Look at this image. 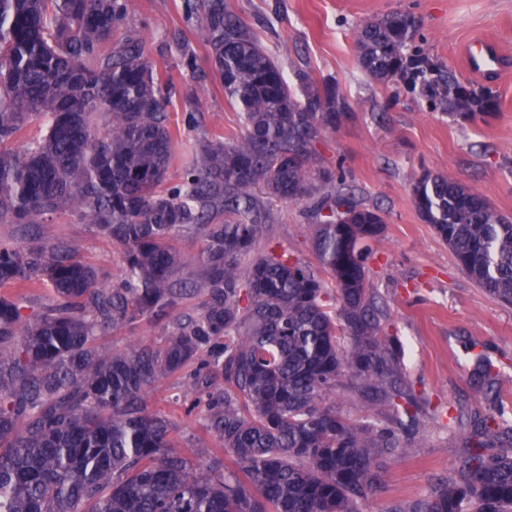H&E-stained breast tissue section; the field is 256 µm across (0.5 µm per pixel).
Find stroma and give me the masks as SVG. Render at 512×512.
Instances as JSON below:
<instances>
[{
	"instance_id": "obj_1",
	"label": "stroma",
	"mask_w": 512,
	"mask_h": 512,
	"mask_svg": "<svg viewBox=\"0 0 512 512\" xmlns=\"http://www.w3.org/2000/svg\"><path fill=\"white\" fill-rule=\"evenodd\" d=\"M183 0H132L129 29L141 37L145 55L167 89L166 110L176 132L169 170L178 182L192 153L204 144L244 133L239 111L224 98V86L211 66V53L197 29L185 22ZM225 8L247 24L281 67L289 85L300 75L334 81L353 105L352 116L318 148L329 164H342L345 185L356 199L380 210L381 241L368 261L370 283L386 316L380 333L405 347L403 373L427 404L404 453L381 463V485L363 512H387L395 502L427 497L442 479L456 476L471 422L488 411L484 394L470 381V343H478L498 374L500 398L512 412V305L478 288L457 266L447 244L415 208L412 186L426 172L447 173L488 198L512 217V0H224ZM395 10L418 20L431 56L496 97L487 122L471 124L428 109L412 94H394L367 77L359 64L354 30L366 20ZM497 41L502 64L479 78L463 66V49L472 39ZM191 48L198 69L179 67L183 48ZM195 111L197 124L183 123ZM258 251L276 249L306 264L315 263L307 203L273 201ZM53 235L79 242L81 255L110 282L122 273L120 248L71 213L43 216ZM166 323L145 320L97 336L96 349L119 352L144 338L163 346ZM182 377L161 381L150 392L148 408L169 420L171 437L196 461L222 455L207 426L205 408L185 415ZM455 408L456 432L441 426L439 409Z\"/></svg>"
}]
</instances>
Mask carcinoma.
I'll return each instance as SVG.
<instances>
[{
  "mask_svg": "<svg viewBox=\"0 0 512 512\" xmlns=\"http://www.w3.org/2000/svg\"><path fill=\"white\" fill-rule=\"evenodd\" d=\"M131 0H0V223L29 228L24 245L0 244V286H50L55 303L23 314L0 297V512H362L380 461L404 453L421 403L397 368L401 348L379 335L383 315L367 260L383 217L351 192L316 148L353 107L336 84L310 77L293 90L257 35L224 0H183L212 51L224 98L244 134L193 153L168 183L173 134L165 95L140 36L126 27ZM359 61L378 83L476 124L496 107L425 51L409 12L354 32ZM104 127L98 128V119ZM36 144L14 147L31 121ZM267 198L310 202L315 271L269 250L247 270ZM415 207L466 275L512 304V219L458 179L425 173ZM70 212L122 248L110 285L59 241L41 215ZM202 232L199 280L179 277L175 241ZM201 311L181 305L198 292ZM166 321L163 348L145 340L101 353L96 336L117 325ZM183 381L224 461L192 464L166 419L147 410L151 388ZM349 389L383 414L353 421L332 401ZM472 381L496 393L483 355ZM388 512H512V426L496 404L468 432L459 478Z\"/></svg>",
  "mask_w": 512,
  "mask_h": 512,
  "instance_id": "1",
  "label": "carcinoma"
}]
</instances>
